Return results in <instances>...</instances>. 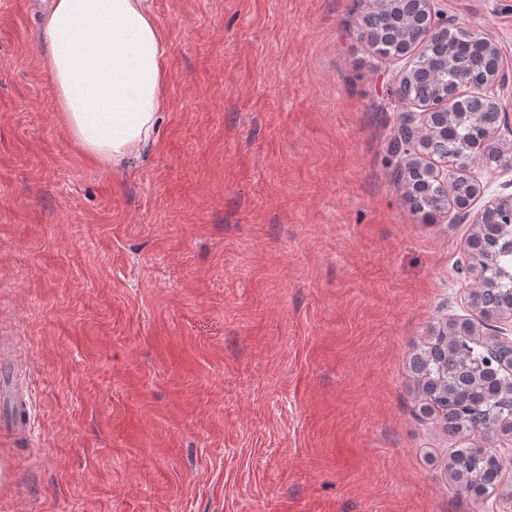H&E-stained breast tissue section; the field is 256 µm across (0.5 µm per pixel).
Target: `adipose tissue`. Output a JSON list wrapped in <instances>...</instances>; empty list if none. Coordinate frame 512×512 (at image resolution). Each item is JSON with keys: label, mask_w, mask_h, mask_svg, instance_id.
Returning <instances> with one entry per match:
<instances>
[{"label": "adipose tissue", "mask_w": 512, "mask_h": 512, "mask_svg": "<svg viewBox=\"0 0 512 512\" xmlns=\"http://www.w3.org/2000/svg\"><path fill=\"white\" fill-rule=\"evenodd\" d=\"M41 29L58 121L80 154L123 170L168 106L167 47L146 0H50Z\"/></svg>", "instance_id": "1"}]
</instances>
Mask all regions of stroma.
Segmentation results:
<instances>
[{"label": "stroma", "mask_w": 512, "mask_h": 512, "mask_svg": "<svg viewBox=\"0 0 512 512\" xmlns=\"http://www.w3.org/2000/svg\"><path fill=\"white\" fill-rule=\"evenodd\" d=\"M373 0H147L168 44L157 138L123 172L51 107L40 17L0 0V344L27 357L0 512H512L459 493L458 445L421 413L412 354L452 320L492 331L462 272L512 168L413 209L389 153L416 57L377 52ZM497 46L512 113V0H434Z\"/></svg>", "instance_id": "stroma-1"}]
</instances>
